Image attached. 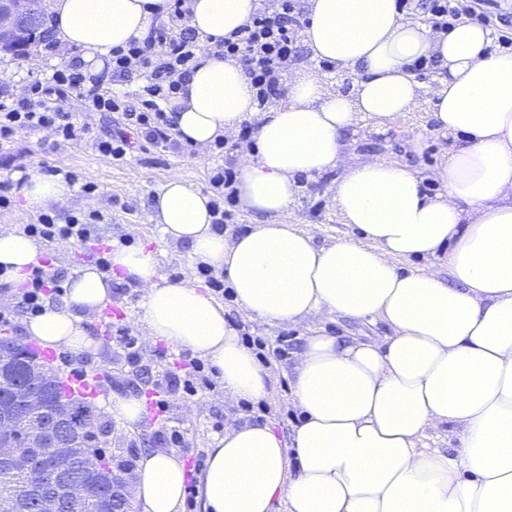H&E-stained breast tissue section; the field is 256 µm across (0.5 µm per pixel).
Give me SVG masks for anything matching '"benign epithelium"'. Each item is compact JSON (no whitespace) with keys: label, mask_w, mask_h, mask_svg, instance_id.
Here are the masks:
<instances>
[{"label":"benign epithelium","mask_w":512,"mask_h":512,"mask_svg":"<svg viewBox=\"0 0 512 512\" xmlns=\"http://www.w3.org/2000/svg\"><path fill=\"white\" fill-rule=\"evenodd\" d=\"M37 23L31 0H0V42ZM26 357L17 338L0 347V367ZM50 382L60 384L52 369L39 364L25 377L0 386V469L27 474V493L38 512H60L64 502H78L89 489L110 505L126 504L130 483L115 476L112 483L103 482L104 451L79 444L68 403L47 398Z\"/></svg>","instance_id":"obj_1"}]
</instances>
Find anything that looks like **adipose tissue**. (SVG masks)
<instances>
[{"mask_svg": "<svg viewBox=\"0 0 512 512\" xmlns=\"http://www.w3.org/2000/svg\"><path fill=\"white\" fill-rule=\"evenodd\" d=\"M165 0H50L60 50L79 49L91 70L143 36ZM256 0H193L198 66L166 104L181 142L206 148L259 121L254 158L236 184L244 209L266 216L236 235L214 229L208 192L171 174L151 220L165 241L224 271L241 309L269 325L332 315L380 320L373 342L312 330L295 367L300 413L288 438L262 422L225 425L208 450L199 489L205 512H512V52H489V32L467 21L437 33L396 0H307L301 37L311 66L288 78L284 100L258 111L238 63L209 55L244 24ZM436 60L429 95L408 68ZM355 77L329 91L314 63ZM428 107L444 134L463 138L430 196L416 171L354 151L361 123L376 130ZM336 172L335 203L351 232L320 244L312 230L280 223L301 176ZM38 213L69 189L35 174L19 189ZM36 242L0 225V266L38 263ZM429 259L421 268L405 261ZM122 282L144 290L146 340L164 338L204 358L231 400L269 393L268 374L190 277L173 281L155 254L112 253ZM63 305H47L27 330L79 355L93 343L84 314L112 300V280L82 267ZM454 428V449L428 447L429 429ZM142 512H179L185 471L173 453L149 451L131 488Z\"/></svg>", "mask_w": 512, "mask_h": 512, "instance_id": "obj_1", "label": "adipose tissue"}]
</instances>
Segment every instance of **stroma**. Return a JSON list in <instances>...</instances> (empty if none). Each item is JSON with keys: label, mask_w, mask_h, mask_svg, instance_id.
Returning <instances> with one entry per match:
<instances>
[{"label": "stroma", "mask_w": 512, "mask_h": 512, "mask_svg": "<svg viewBox=\"0 0 512 512\" xmlns=\"http://www.w3.org/2000/svg\"><path fill=\"white\" fill-rule=\"evenodd\" d=\"M64 56H42L39 48H32L27 56L19 57L0 51V82H8L15 92H22L32 77L47 78L55 66L63 64ZM41 133L18 134L9 150L15 169L22 174L38 172L40 165L79 171L86 180L97 184L93 195H86L78 187H71L62 206L56 207L59 219L80 211H96L103 219L97 234L103 241L127 240L129 246L142 247L154 252L164 272L170 279L195 276L197 258L183 245L165 242L157 224L150 220L153 198L172 173H179L196 186L207 187L208 173L218 165L238 166L249 145L217 156L210 151L191 149L183 155L155 157L153 151H135L126 162L116 163L92 150L88 143H73L47 151L43 148ZM460 144L459 139L443 136L424 110H417L387 131L374 132L362 128L356 151L364 157L380 156L390 161L407 163L416 170L421 185L430 195L444 193L445 188L434 176L443 157ZM300 188L294 203L281 221L285 224H307L317 241H329L348 233L335 201V177H299ZM226 318L238 333H249L275 343L278 336L288 338V357L268 366L270 393L267 404L293 409L291 382L302 338L308 333L306 325H267L253 321L235 301L224 303ZM85 325L95 337V344L85 355L84 369L88 377L98 381V394L91 403L98 409L104 427L96 435L95 445L101 448L112 462L139 461L146 451H177L186 469H193L197 450H208L217 436L218 424L230 418L248 419L240 403L225 399L222 382L213 387L200 388L197 395L185 398L178 393H167L177 417L191 425L181 447H174L160 437L165 426L157 421L156 399L153 392L138 393L129 375L130 368L124 354L110 337L100 335L99 315L86 314ZM139 399L143 410L140 420L126 425L112 412V405L119 399Z\"/></svg>", "instance_id": "stroma-1"}]
</instances>
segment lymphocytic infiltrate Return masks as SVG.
I'll return each instance as SVG.
<instances>
[{
    "label": "lymphocytic infiltrate",
    "instance_id": "1",
    "mask_svg": "<svg viewBox=\"0 0 512 512\" xmlns=\"http://www.w3.org/2000/svg\"><path fill=\"white\" fill-rule=\"evenodd\" d=\"M192 0H168L166 22L152 26L142 37L113 49L102 72H84L80 61L56 69L49 79H34L23 93H15L7 84L0 85V150L22 132L48 133L52 146L71 141L90 140L95 151L124 161L135 144H148L163 153L183 152L176 137L175 121L165 108L178 94L197 66L195 31L189 27ZM251 17L227 37L216 40L213 56L238 61L254 91L259 110H266L280 97L287 81L290 63L299 57L298 32L304 24L305 0H257ZM490 0H397L406 14L422 12L432 30L445 31L455 22L467 19L488 21ZM147 75L137 103L112 92L111 82ZM81 101L85 118L68 111L70 99ZM97 112L122 113V127L103 137H91L89 115ZM237 172L230 167L215 168L209 178L214 193L211 203L216 230H223L234 201ZM100 215L78 213L67 223H57L54 215L40 214L36 222L24 225L32 238L48 243L79 245L85 249L98 246L93 231ZM62 277L47 266L32 268L21 281H12L5 267H0V287L17 290L23 313L39 315L47 299H60L65 290Z\"/></svg>",
    "mask_w": 512,
    "mask_h": 512
}]
</instances>
